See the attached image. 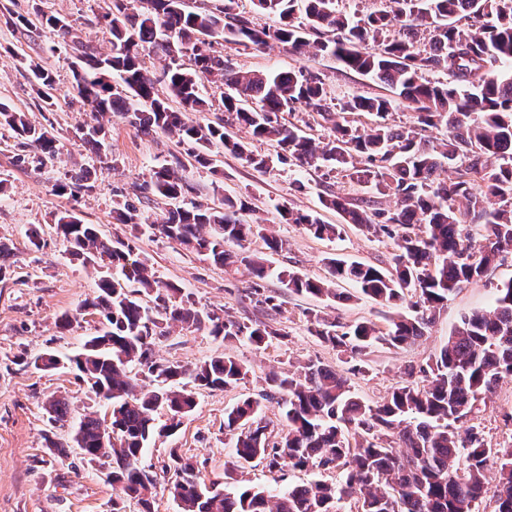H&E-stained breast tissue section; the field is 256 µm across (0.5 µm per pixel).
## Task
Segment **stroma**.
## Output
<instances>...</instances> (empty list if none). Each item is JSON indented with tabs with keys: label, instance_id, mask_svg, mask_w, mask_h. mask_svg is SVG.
<instances>
[{
	"label": "stroma",
	"instance_id": "35a3bbf8",
	"mask_svg": "<svg viewBox=\"0 0 512 512\" xmlns=\"http://www.w3.org/2000/svg\"><path fill=\"white\" fill-rule=\"evenodd\" d=\"M40 9L66 18L71 31L67 40L57 39L42 26L36 15ZM106 9L105 0H0V102L27 113L34 125L47 128L58 147L54 159L41 160L31 151L25 164H17L19 147L14 134L0 125V238L10 240L13 247L11 274L0 281V512H112V486L106 478L111 461L87 463L73 441L83 415L107 413L106 402L96 398L68 368L43 371L23 365L24 360L46 352L62 359L71 356L101 326L98 315L82 308L85 300L94 297L100 273L71 261L67 243L55 231V219L63 212L96 225L102 238L131 239L157 279L183 288L198 309L233 320L262 321L285 332L284 337L258 348L243 342L227 343L208 331L186 330L175 324L157 342L155 355L162 360L193 366L226 353L246 363L250 372L236 386L199 391L195 409L183 418L176 436L149 443L143 461L157 473L154 512H180L169 492L172 477L162 471L169 449H180L197 461L202 484H225L232 450L224 443V412L242 399L258 396L269 370H292L308 362L329 366L348 374L353 391L361 398L379 401L403 380L408 365L422 363L439 351L462 316L490 308L496 284L512 278L510 253L486 278L463 285L422 338L401 348L380 345L368 350L360 360L361 372L353 374L344 354L308 332L310 315L329 314L344 323L369 320L383 327L393 316V308L365 297L354 298L355 288L346 282L340 283L339 289L350 294V301L328 303L290 293L271 277L264 287L278 295L281 307L267 313L252 302L246 272L187 252L152 233L148 225L135 231L130 225L114 223L113 208L133 199L153 168L176 164L190 187L187 201L218 207L228 196L247 198L256 218L287 243L285 251L273 255L275 267L322 278L327 274L326 258L342 256L384 267L394 251L392 240L353 226L346 227L341 238L329 241L282 222L275 209L279 203L316 210L325 222L340 223L336 212L320 205L321 196L331 192L393 207L392 198L352 183L344 171L281 164L257 170L223 152L214 173L195 165L193 143L160 130L137 132L127 120L113 114L96 119L73 89V62L75 48L81 44L103 55L111 52L112 37L102 19ZM12 13L26 16L29 26L8 24ZM214 48L236 71L290 68L319 75L336 104L355 95L393 94L388 86L342 68L324 54H294L279 44L246 48L222 40L215 42ZM33 64L48 69L55 79L57 100L52 111L42 112L34 105L29 71ZM98 121L106 130L107 150L102 159L92 154L77 132L79 126ZM81 170L90 172L93 190L72 197L57 195L56 183ZM298 181L305 184V191H295ZM31 227L39 228L44 240L37 252L30 250L25 237ZM65 313L74 315L75 320L62 329L58 318ZM54 396L67 397L71 413L52 427L45 405ZM508 413L512 414V381L499 385L486 407L473 414L472 422L483 429L491 444H510L512 425L504 421ZM48 429L63 443V452L46 450L43 435ZM231 477L271 487L316 479L329 484L336 481L332 472L321 474L289 466L271 472L259 465Z\"/></svg>",
	"mask_w": 512,
	"mask_h": 512
}]
</instances>
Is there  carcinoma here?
<instances>
[{
    "label": "carcinoma",
    "mask_w": 512,
    "mask_h": 512,
    "mask_svg": "<svg viewBox=\"0 0 512 512\" xmlns=\"http://www.w3.org/2000/svg\"><path fill=\"white\" fill-rule=\"evenodd\" d=\"M234 2L200 11L190 9L188 0H146L144 11L130 15L124 0H112V11L103 15L112 54L81 47L74 62L77 97L90 111L116 113L140 132L162 130L194 143V161L211 171L215 147L255 169L275 163L339 168L356 184L392 197L394 208H365L329 194L320 198L321 204L336 211L342 223L327 224L316 211L278 204L282 220L329 240L341 236L346 225L358 226L393 240L396 252L387 268L329 257L323 280L273 269L246 243L260 238L273 254L283 251L285 242L258 220L243 218L249 210L243 197H226L220 207L175 206L150 228L216 265L244 268L256 303L268 311L280 308L262 285L272 275L296 294L343 301L347 296L336 284L350 281L367 297L406 305L407 311L396 313L383 330L369 321L310 317L308 332L352 361L377 344L397 348L424 336L437 309L462 285L486 277L512 248V76L498 72V63L512 62V0H388L385 9L357 21L338 11L336 0H253L260 11L278 18L277 25L260 28L233 13ZM301 5L304 28L294 24ZM42 19L56 37L69 36L65 18ZM425 29L431 34L426 44L421 42ZM326 33L332 37L320 39ZM311 34L317 39L309 40ZM204 37L255 48L276 42L298 53L313 49L389 86L396 97L354 96L335 112L319 76L301 70L235 72L213 48L199 52ZM155 50L170 57L163 71L168 99L159 97L141 64L144 53ZM177 53L189 56L194 67L176 63ZM30 71L37 106L49 112L55 105L52 75L39 66ZM430 72L448 79L430 82L424 79ZM204 75L229 88L222 99L224 117L216 122L186 116L210 111L199 86ZM171 98L179 109L171 106ZM401 104L414 112L413 124L396 128L383 122ZM299 107L331 123L328 141L317 142L282 122L284 113ZM355 112L379 121L361 129L342 117ZM236 124L248 128L252 138L274 143L276 154L256 153L235 139L228 128ZM0 125L10 127L24 150L48 158L58 152L47 130L2 103ZM440 125L446 127L444 137H423V131ZM81 138L101 155L102 125L81 128ZM360 159L362 167L357 166ZM446 165L453 166V176L445 180L438 171ZM89 180L79 174L57 184L56 191H89ZM146 189L172 202L185 197L188 185L178 167L163 165L152 170ZM115 220L142 223L139 209L129 201L115 210ZM468 224L484 225V244L472 243ZM56 231L82 265L115 270L83 305L102 317V333L69 359L77 377L95 380L91 391L108 402L112 435L102 428L103 418L88 413L79 422L75 442L88 461L110 458L115 464L112 512H126L130 501L140 512H152L157 478L142 466L143 451L157 432L172 436L181 425L172 422L159 430L155 412L165 407L181 419L193 411L187 378L198 388L223 390L249 372L242 361L224 353L193 368L163 361L155 356L156 341L175 323L258 348L285 333L270 324L196 308L181 288L161 284L146 262L134 258L130 242L103 239L94 225L72 213L56 218ZM228 243L238 250L226 249ZM141 377L153 387L141 386ZM507 379H512V279L496 286L489 309L461 317L437 354L408 366L405 379L380 402L363 400L352 392L348 378L312 363L288 375L270 372L259 397L225 411L224 439L233 448V466L243 469L264 460L276 469L286 461L295 469L334 471L336 483L219 491L200 484L198 467L172 448L164 469L182 481L174 482L170 493L181 512H337L335 505L348 499L357 501L361 512H475L490 492L494 512H512V445L497 448L479 426H458L479 397H488ZM265 401L281 408L287 432L278 439L264 420ZM46 411L54 425L67 417L70 404L54 398ZM492 462L498 465V480L491 490L486 473Z\"/></svg>",
    "instance_id": "obj_1"
}]
</instances>
